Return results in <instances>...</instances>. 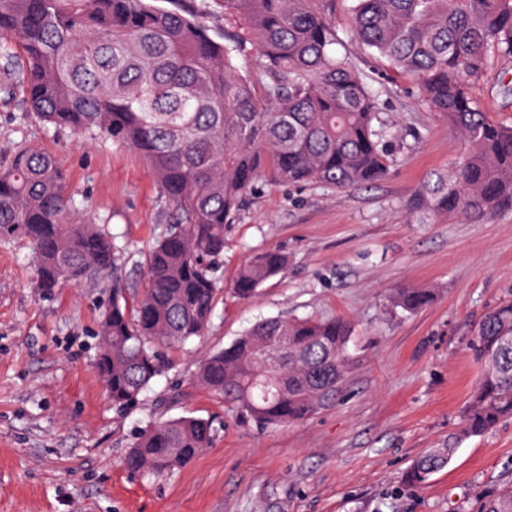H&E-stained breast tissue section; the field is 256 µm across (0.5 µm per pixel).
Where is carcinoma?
Masks as SVG:
<instances>
[{
	"label": "carcinoma",
	"instance_id": "cac0c4a2",
	"mask_svg": "<svg viewBox=\"0 0 512 512\" xmlns=\"http://www.w3.org/2000/svg\"><path fill=\"white\" fill-rule=\"evenodd\" d=\"M152 0H0V92L22 89L40 122L119 141L148 163L171 205L149 250L146 287L128 303L112 279L97 329L96 369L112 405L124 410L172 368L170 352L202 337L221 292L216 265L224 225L262 178L343 190L383 180L398 137L373 89L338 41L336 0H215L224 37L204 23L210 0L193 9ZM349 32L387 68L414 79L422 100L464 144L448 170L418 189V223L456 214L480 219L512 209V125L480 111L469 81L491 54L512 56V0H353ZM66 173L35 147L0 169V239L27 241L36 288L117 270L120 250L66 192ZM288 265L270 248L241 266L242 300ZM429 288H400L393 301L415 313ZM288 337L280 365L275 352ZM512 302L478 324L472 342L481 373L446 448H429L404 472L417 487L447 467L456 443L512 417ZM352 326L344 318H272L201 362L195 384L233 403L259 428L313 416L336 399L350 365ZM213 422L182 416L134 438L124 461L134 476L181 469L214 445ZM476 512H512V485L484 496Z\"/></svg>",
	"mask_w": 512,
	"mask_h": 512
}]
</instances>
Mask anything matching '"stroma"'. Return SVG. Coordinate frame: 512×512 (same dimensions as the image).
<instances>
[{
	"label": "stroma",
	"instance_id": "35a3bbf8",
	"mask_svg": "<svg viewBox=\"0 0 512 512\" xmlns=\"http://www.w3.org/2000/svg\"><path fill=\"white\" fill-rule=\"evenodd\" d=\"M351 4H336L335 49L388 102L400 133L390 175L343 191L259 182L225 227L224 289L206 335L174 353L139 403L113 408L94 365L105 281L42 298L26 241L0 240V512H473L512 482L511 419L460 442L424 486L401 483L421 452L447 447L479 375L469 350L476 327L512 299V211L417 223L416 190L462 144L409 77L350 41ZM471 93L512 124V57L492 55ZM22 99L0 97V166L19 145L54 156L69 194L122 247V275L139 293L170 210L148 164L121 143L44 125ZM273 247L287 268L238 300L241 265ZM412 287L435 298L407 314L392 296ZM335 316L352 325L351 365L342 395L309 419L260 430L193 381L200 361L259 320ZM183 415L212 420L213 447L172 475H131L124 458L135 434Z\"/></svg>",
	"mask_w": 512,
	"mask_h": 512
}]
</instances>
